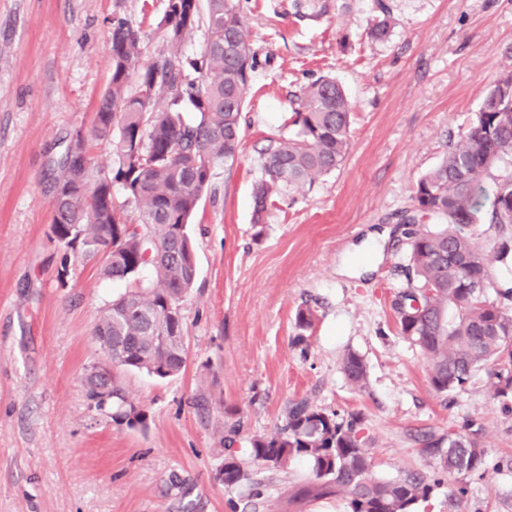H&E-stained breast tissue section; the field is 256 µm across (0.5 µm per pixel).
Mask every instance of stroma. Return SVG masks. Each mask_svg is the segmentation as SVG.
Segmentation results:
<instances>
[{
  "instance_id": "stroma-1",
  "label": "stroma",
  "mask_w": 512,
  "mask_h": 512,
  "mask_svg": "<svg viewBox=\"0 0 512 512\" xmlns=\"http://www.w3.org/2000/svg\"><path fill=\"white\" fill-rule=\"evenodd\" d=\"M387 41L367 35L375 0H240L258 66L232 166L217 167L190 226L197 278L184 303L188 357L177 377L123 375L148 426L97 415L83 384L99 357L93 328L124 283L49 239V161L91 125L111 80L113 17L141 37L144 59L163 48L166 0H0V512H292L304 460L269 472L249 440L285 422L291 402L357 413L380 480L431 474L425 433L482 428L485 471L457 499L433 491L415 512H512V416L486 373L440 397L428 363L403 338L392 301L412 234L417 180L475 121L488 90L512 68V0H388ZM331 76L355 103L343 165L284 194L263 234L253 187L270 142L288 137L294 94ZM380 237L376 251L367 242ZM314 325L299 331V308ZM366 365L364 386L340 369ZM238 408L233 446L248 480H216L224 409ZM341 370L350 383L363 386L366 380V365L358 354L347 353L341 361Z\"/></svg>"
}]
</instances>
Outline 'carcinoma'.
I'll return each mask as SVG.
<instances>
[{
	"mask_svg": "<svg viewBox=\"0 0 512 512\" xmlns=\"http://www.w3.org/2000/svg\"><path fill=\"white\" fill-rule=\"evenodd\" d=\"M202 18L207 39L201 57L189 61L183 38ZM159 26L165 49L145 63L139 32L123 18L112 19L110 85L97 100L91 126L76 130L49 164L50 239L62 252L59 281L69 276L70 256L79 253L97 261L104 277L130 282L93 329L112 372H98L96 361L85 373V380L96 378L105 388L87 389L90 408L129 428L146 427L147 415L129 401L121 373L165 380L186 365L182 304L196 279L191 218L214 167L239 155L242 112L256 68L239 0H207L204 13L200 0H166ZM391 33V13L381 3L367 34L384 42ZM297 99L292 135L262 155L253 191L258 236L276 198L335 172L350 145L354 105L335 78L310 82ZM94 140L113 142L117 163L111 171L92 160L85 168L70 163L72 154L89 156L87 144ZM117 185L127 195L124 207L114 204ZM413 202L406 223L437 215L446 224L413 233L407 288L392 302L400 335L426 357L436 394L461 390L485 370L493 398L512 412V314L503 309V302H512V288H498L490 272L492 263L512 256V236L490 257L471 231L475 224L512 225V70L486 94L466 134L419 178ZM341 370L363 386L366 365L358 354L347 353ZM237 432L235 423L227 429V453L216 475L226 488L248 479L231 451ZM480 433L469 425L450 432L446 448L427 434L422 445L435 460L432 475L376 480L361 417L301 400L289 407L283 426L250 440V455L269 471L307 459L312 477L294 490L293 500L345 494L349 512H414L448 477L450 493L466 495L459 478L487 465Z\"/></svg>",
	"mask_w": 512,
	"mask_h": 512,
	"instance_id": "1",
	"label": "carcinoma"
}]
</instances>
